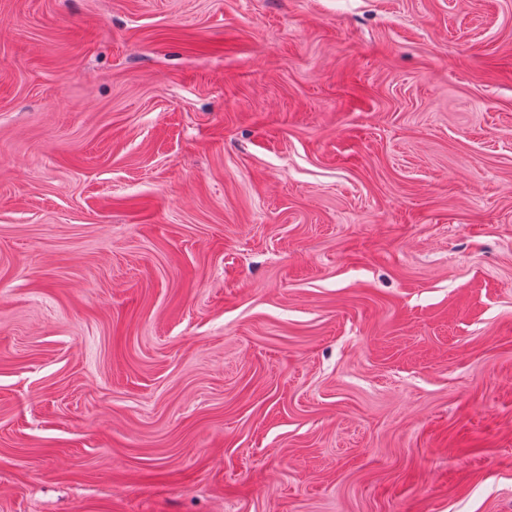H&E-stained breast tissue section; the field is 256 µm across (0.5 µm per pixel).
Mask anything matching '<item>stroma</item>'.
<instances>
[{
  "mask_svg": "<svg viewBox=\"0 0 512 512\" xmlns=\"http://www.w3.org/2000/svg\"><path fill=\"white\" fill-rule=\"evenodd\" d=\"M0 512H512V0H0Z\"/></svg>",
  "mask_w": 512,
  "mask_h": 512,
  "instance_id": "obj_1",
  "label": "stroma"
}]
</instances>
